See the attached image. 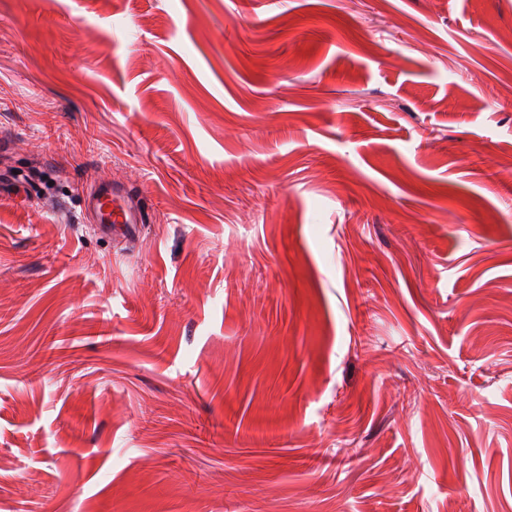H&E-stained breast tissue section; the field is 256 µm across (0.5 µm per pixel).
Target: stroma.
Returning a JSON list of instances; mask_svg holds the SVG:
<instances>
[{
    "label": "stroma",
    "instance_id": "1",
    "mask_svg": "<svg viewBox=\"0 0 512 512\" xmlns=\"http://www.w3.org/2000/svg\"><path fill=\"white\" fill-rule=\"evenodd\" d=\"M510 80L512 0H0V512H512ZM122 190L120 188H108L89 196L87 206L96 213L99 224H102L107 233H123L128 229L125 224H141V213L131 206L120 202Z\"/></svg>",
    "mask_w": 512,
    "mask_h": 512
}]
</instances>
